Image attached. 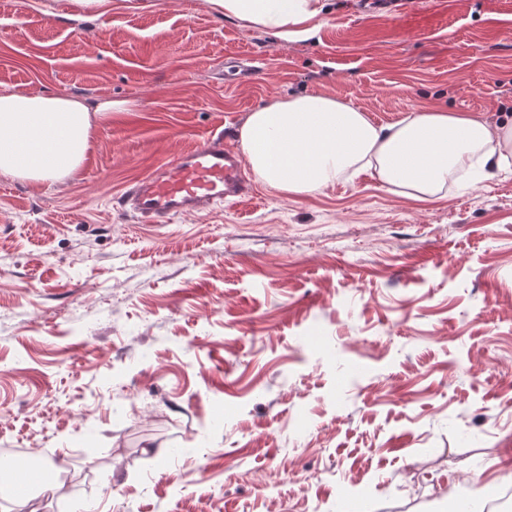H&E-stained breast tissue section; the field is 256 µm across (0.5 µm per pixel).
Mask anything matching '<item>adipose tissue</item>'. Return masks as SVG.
Segmentation results:
<instances>
[{
  "label": "adipose tissue",
  "instance_id": "ef3b65f1",
  "mask_svg": "<svg viewBox=\"0 0 512 512\" xmlns=\"http://www.w3.org/2000/svg\"><path fill=\"white\" fill-rule=\"evenodd\" d=\"M213 14L271 32L284 43L312 37L324 0H203ZM124 105L63 91L0 90V175L62 182L81 166L102 124ZM245 164L283 196L320 192L372 172L389 192L433 201L464 167L492 178L512 167V122L432 108L378 125L336 96L291 95L249 112L239 129Z\"/></svg>",
  "mask_w": 512,
  "mask_h": 512
}]
</instances>
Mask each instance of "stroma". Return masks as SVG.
<instances>
[{"label":"stroma","mask_w":512,"mask_h":512,"mask_svg":"<svg viewBox=\"0 0 512 512\" xmlns=\"http://www.w3.org/2000/svg\"><path fill=\"white\" fill-rule=\"evenodd\" d=\"M0 0V85L129 104L62 183L0 176V457L40 512H449L512 482V172L370 173L151 224L127 185L302 93L512 117V0H327L287 45L202 0ZM264 72L241 82L247 59Z\"/></svg>","instance_id":"1"}]
</instances>
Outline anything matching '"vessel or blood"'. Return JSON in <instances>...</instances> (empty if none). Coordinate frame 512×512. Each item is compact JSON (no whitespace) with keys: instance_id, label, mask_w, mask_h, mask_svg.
<instances>
[{"instance_id":"1","label":"vessel or blood","mask_w":512,"mask_h":512,"mask_svg":"<svg viewBox=\"0 0 512 512\" xmlns=\"http://www.w3.org/2000/svg\"><path fill=\"white\" fill-rule=\"evenodd\" d=\"M256 197L228 135L219 133L134 181L120 200L141 218L164 224L176 216Z\"/></svg>"}]
</instances>
